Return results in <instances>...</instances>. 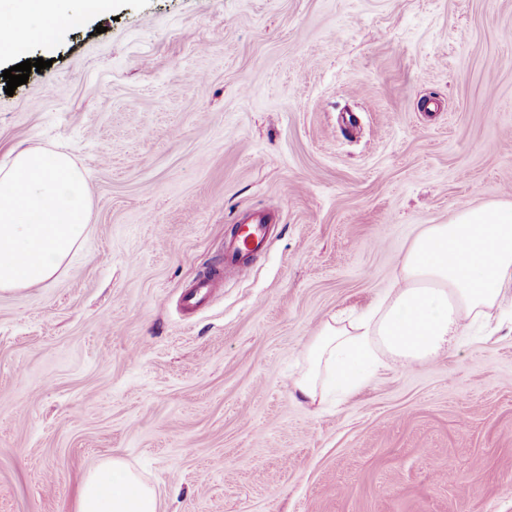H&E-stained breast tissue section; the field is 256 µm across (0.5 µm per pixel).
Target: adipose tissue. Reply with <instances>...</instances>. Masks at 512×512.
Returning a JSON list of instances; mask_svg holds the SVG:
<instances>
[{"label": "adipose tissue", "mask_w": 512, "mask_h": 512, "mask_svg": "<svg viewBox=\"0 0 512 512\" xmlns=\"http://www.w3.org/2000/svg\"><path fill=\"white\" fill-rule=\"evenodd\" d=\"M110 0H0V55L107 12ZM89 225L87 181L64 152L16 150L0 168V293L38 288L68 261ZM512 290V202L465 207L424 227L401 257L385 304L345 325L320 323L293 395L322 402L328 384L356 385L374 361L373 338L408 366L452 347L473 321ZM75 512H159V492L122 458L101 461L83 477Z\"/></svg>", "instance_id": "1"}]
</instances>
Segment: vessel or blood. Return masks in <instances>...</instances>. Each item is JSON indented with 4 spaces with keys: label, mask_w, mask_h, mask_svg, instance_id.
<instances>
[{
    "label": "vessel or blood",
    "mask_w": 512,
    "mask_h": 512,
    "mask_svg": "<svg viewBox=\"0 0 512 512\" xmlns=\"http://www.w3.org/2000/svg\"><path fill=\"white\" fill-rule=\"evenodd\" d=\"M269 216L254 212L246 224L231 229L224 244V265L200 277L180 298L183 310H197L208 304L212 296L224 286L226 276L247 277L252 270V257L263 251L269 242Z\"/></svg>",
    "instance_id": "1"
}]
</instances>
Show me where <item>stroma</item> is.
<instances>
[{
	"mask_svg": "<svg viewBox=\"0 0 512 512\" xmlns=\"http://www.w3.org/2000/svg\"><path fill=\"white\" fill-rule=\"evenodd\" d=\"M28 57L0 166L69 153L91 219L55 281L0 295V512H74L106 456L161 512H512L511 301L320 405L288 386L423 225L512 200V0H112ZM263 210L250 275L180 313Z\"/></svg>",
	"mask_w": 512,
	"mask_h": 512,
	"instance_id": "1",
	"label": "stroma"
}]
</instances>
